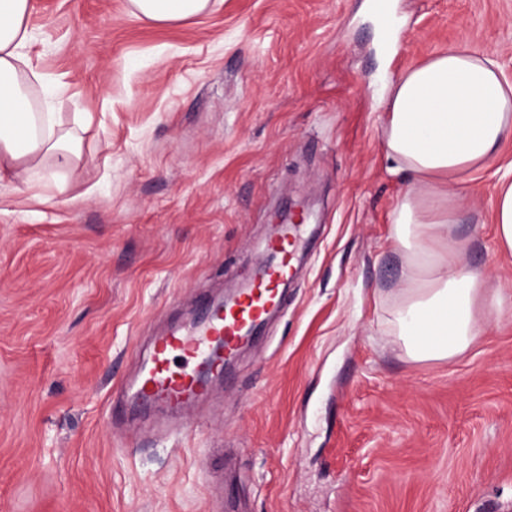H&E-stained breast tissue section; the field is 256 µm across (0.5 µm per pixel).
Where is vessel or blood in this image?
I'll return each mask as SVG.
<instances>
[{
	"instance_id": "obj_1",
	"label": "vessel or blood",
	"mask_w": 512,
	"mask_h": 512,
	"mask_svg": "<svg viewBox=\"0 0 512 512\" xmlns=\"http://www.w3.org/2000/svg\"><path fill=\"white\" fill-rule=\"evenodd\" d=\"M293 224H277L266 242V260L237 301L220 309L201 299L199 316L157 336L150 361L125 385L124 404L112 415L148 407L166 415H187L223 378L242 346L253 343L271 309L282 301L280 286L294 270L300 239Z\"/></svg>"
}]
</instances>
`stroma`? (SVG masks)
<instances>
[{
  "mask_svg": "<svg viewBox=\"0 0 512 512\" xmlns=\"http://www.w3.org/2000/svg\"><path fill=\"white\" fill-rule=\"evenodd\" d=\"M214 0L152 25L128 0H31L32 64L82 159L0 190V512H512V311L441 362L389 319L391 82L449 42L512 79V0ZM512 141L468 176L466 263L512 289L493 206ZM315 245L259 346L190 416L113 432L150 336L258 270L270 224Z\"/></svg>",
  "mask_w": 512,
  "mask_h": 512,
  "instance_id": "35a3bbf8",
  "label": "stroma"
}]
</instances>
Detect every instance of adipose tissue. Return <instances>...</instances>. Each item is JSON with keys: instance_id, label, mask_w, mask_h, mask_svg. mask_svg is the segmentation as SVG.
<instances>
[{"instance_id": "adipose-tissue-1", "label": "adipose tissue", "mask_w": 512, "mask_h": 512, "mask_svg": "<svg viewBox=\"0 0 512 512\" xmlns=\"http://www.w3.org/2000/svg\"><path fill=\"white\" fill-rule=\"evenodd\" d=\"M210 0H129L139 19L156 24L204 12ZM30 0H0V187L58 183L60 169L81 154L79 138L62 132L46 79L27 53ZM512 140V81L496 60L453 43L404 70L391 85L383 158L408 178L389 237L404 259L392 310L394 335L415 362L452 360L482 336L484 321L512 310V290L488 289L464 261L467 245L452 234L465 205L456 187ZM494 233L512 255V173L499 179Z\"/></svg>"}]
</instances>
